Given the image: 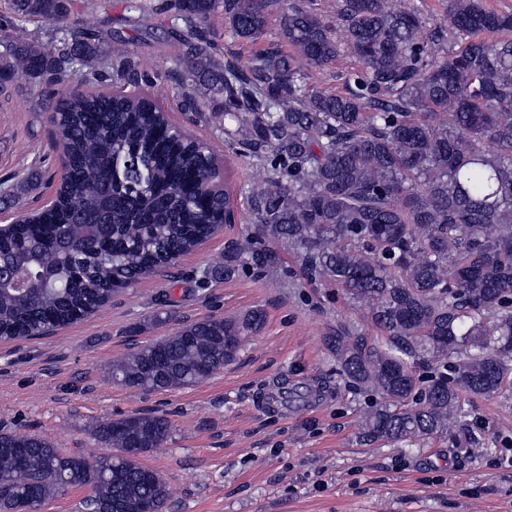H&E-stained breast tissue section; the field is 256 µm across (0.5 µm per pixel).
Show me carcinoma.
I'll use <instances>...</instances> for the list:
<instances>
[{
    "instance_id": "obj_1",
    "label": "carcinoma",
    "mask_w": 512,
    "mask_h": 512,
    "mask_svg": "<svg viewBox=\"0 0 512 512\" xmlns=\"http://www.w3.org/2000/svg\"><path fill=\"white\" fill-rule=\"evenodd\" d=\"M73 2L9 0L12 19L0 21V87L45 76L57 85L47 119L66 171L49 206L0 234L11 273L0 285V340L87 317L232 215L214 154L173 129L153 99L112 89V76L137 78L131 53L96 57V25L71 26ZM167 8L184 24V111H202L203 97L218 103L231 123L225 136L266 172L248 190L252 229L229 256L273 277L265 243L288 242L309 283L367 301L386 335L369 342L341 327L329 337L342 375L380 398L362 440L416 445L467 426L469 398L512 391V13L448 0L444 44L424 37L413 0H337L334 18L299 0ZM220 11L227 32L250 42L276 18L285 48L256 52L243 70L224 67L205 27ZM28 19L83 42L25 38ZM332 63L343 93L316 85ZM485 140L496 154L482 150ZM251 328L249 319L184 325L114 361L112 376L146 391L199 384L236 359ZM170 434L155 411L110 419L95 437L127 454L88 459L0 430V512H28L72 487L90 489L93 512H165L168 485L139 458Z\"/></svg>"
}]
</instances>
